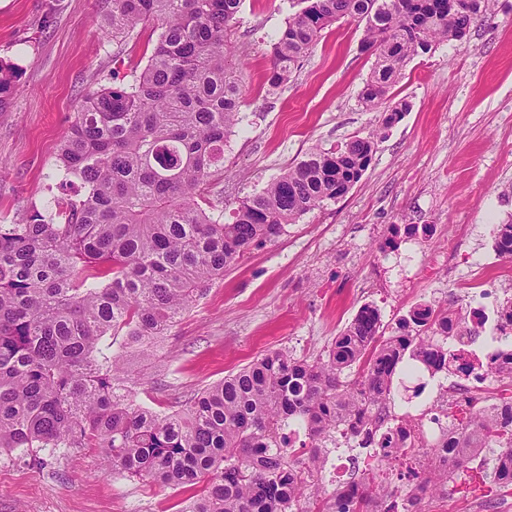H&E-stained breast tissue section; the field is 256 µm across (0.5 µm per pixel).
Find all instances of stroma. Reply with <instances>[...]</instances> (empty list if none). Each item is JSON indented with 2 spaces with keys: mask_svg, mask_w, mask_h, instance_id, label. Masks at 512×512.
<instances>
[{
  "mask_svg": "<svg viewBox=\"0 0 512 512\" xmlns=\"http://www.w3.org/2000/svg\"><path fill=\"white\" fill-rule=\"evenodd\" d=\"M109 0H0V63L17 92L0 112V224L43 205L57 147L80 97L145 66L157 34L136 29L122 47L105 40ZM295 0H243L225 42L244 85L242 122L224 149V169L208 187L232 212L315 149L351 136L373 138L367 171L342 198L287 225L207 285L151 355L122 354L138 379L136 402L182 410L213 383L273 350L315 360L367 304L384 335L420 303L466 320L459 280L498 270L500 299H512V259L495 250L496 227L512 222V0L463 42L415 56L386 98L410 109L381 130L382 107L361 91L376 58L363 51V26L342 20L324 30L287 83L273 87L271 41ZM416 234L392 236V225ZM456 252H449V242ZM181 489L106 469L97 449L81 448L44 465L0 453V512H180ZM422 512H512L482 465L430 496Z\"/></svg>",
  "mask_w": 512,
  "mask_h": 512,
  "instance_id": "obj_1",
  "label": "stroma"
}]
</instances>
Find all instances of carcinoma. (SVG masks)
I'll return each mask as SVG.
<instances>
[{"mask_svg":"<svg viewBox=\"0 0 512 512\" xmlns=\"http://www.w3.org/2000/svg\"><path fill=\"white\" fill-rule=\"evenodd\" d=\"M242 0H112L108 29L120 45L140 25L158 31L148 63L119 86L86 94L61 139L54 178L79 191L52 198L16 224H0V450L64 456L96 448L112 470L162 486L195 487L186 512H304L324 467L322 442L339 426L354 436L374 407L394 398L399 364L437 371L448 351L436 337L448 317L420 305L400 334H379L366 306L325 356L262 355L163 414L133 403L115 381L127 376L113 350L150 351L209 282L287 224L336 201L367 171L374 141L353 136L308 153L260 192L238 202L232 220L203 197L224 169V144L240 123L242 88L224 57V36ZM271 45L268 82L288 81L342 18L365 22L375 66L361 99L378 105L407 60L462 41L496 0H298ZM16 91L0 64V112ZM383 112L387 130L409 111ZM495 247L512 258V223ZM298 423L299 453L283 430ZM444 457L409 490L383 494L370 479L333 490L317 512H418L443 491L448 470L497 449L490 477L512 489V405L483 409L456 424Z\"/></svg>","mask_w":512,"mask_h":512,"instance_id":"1","label":"carcinoma"}]
</instances>
